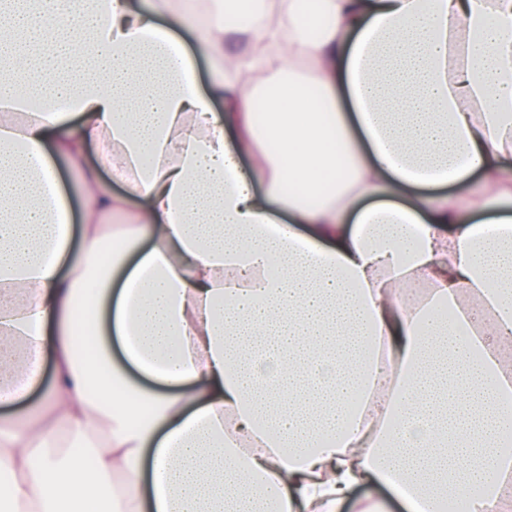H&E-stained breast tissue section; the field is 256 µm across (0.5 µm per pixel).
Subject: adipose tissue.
Returning a JSON list of instances; mask_svg holds the SVG:
<instances>
[{
    "label": "adipose tissue",
    "mask_w": 512,
    "mask_h": 512,
    "mask_svg": "<svg viewBox=\"0 0 512 512\" xmlns=\"http://www.w3.org/2000/svg\"><path fill=\"white\" fill-rule=\"evenodd\" d=\"M246 4L0 0V512H504L512 0ZM368 498L383 501L386 506V512H407L404 504L394 490L385 485L358 487L354 489L350 501L344 506L343 512L359 511V504Z\"/></svg>",
    "instance_id": "ef3b65f1"
}]
</instances>
